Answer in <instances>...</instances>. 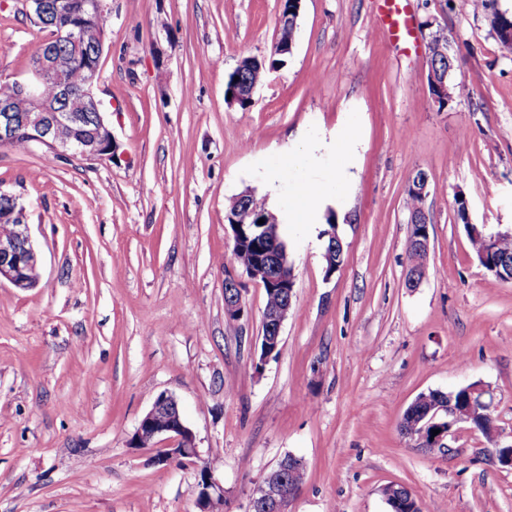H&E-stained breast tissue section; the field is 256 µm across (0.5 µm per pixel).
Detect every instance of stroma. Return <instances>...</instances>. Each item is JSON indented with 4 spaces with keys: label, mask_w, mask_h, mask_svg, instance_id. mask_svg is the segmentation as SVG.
<instances>
[{
    "label": "stroma",
    "mask_w": 512,
    "mask_h": 512,
    "mask_svg": "<svg viewBox=\"0 0 512 512\" xmlns=\"http://www.w3.org/2000/svg\"><path fill=\"white\" fill-rule=\"evenodd\" d=\"M280 0H112L95 96L112 161L0 146V189L25 207L40 277L0 285V512H197L195 468L154 465L132 437L175 395L224 512L284 455L305 481L286 512H390L398 484L422 512H512V282L475 258L472 223L512 227V50L490 24L512 0H404L402 40L375 29L383 0H302L292 51L249 111L225 86L269 59ZM448 35L468 93L438 107L423 23ZM23 0H0V80L27 75L47 40ZM342 154L327 145L346 128ZM292 156L282 166L281 154ZM429 178L428 275L406 285L416 171ZM322 195L307 224L297 189ZM250 192L279 218L293 264L277 357L260 362L265 291L242 277L224 312L233 231L224 204ZM344 262L326 275L328 212ZM489 385L499 436L458 425L448 452L399 433L422 392Z\"/></svg>",
    "instance_id": "stroma-1"
}]
</instances>
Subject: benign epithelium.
<instances>
[{
  "mask_svg": "<svg viewBox=\"0 0 512 512\" xmlns=\"http://www.w3.org/2000/svg\"><path fill=\"white\" fill-rule=\"evenodd\" d=\"M61 12L71 16L68 28L59 32V37L79 49H87L103 53L107 26L99 21V17L111 15V7L106 0H83L75 5L71 0H62L57 4ZM428 48L443 56L448 66L442 69L430 68L429 90L432 99L448 98V77L454 70L450 47L443 42L428 43ZM91 78L81 93L84 108L74 112L69 108V88L59 84L57 100L50 102L44 99L41 87L49 78L54 77L55 63L49 54L38 53L36 68L32 76L25 81L9 83L10 91L0 95V145L7 146L17 136L23 134L34 143L46 147L56 156L80 157L89 160H111L116 154V144L112 130L105 123L101 102L94 95V87L99 78V63L89 62ZM259 82L247 81L227 99L230 105H237L241 100H253ZM20 96L28 100L29 111L15 113L14 99ZM90 124L93 129L81 134L83 125ZM0 195L8 198L10 204L0 209V223L13 225V233L0 236V283L6 281L20 289H29L37 285L32 279V272L38 270V258L29 233L26 210L19 198L11 193L0 190ZM264 223L251 246L258 252V260L271 257L278 268L274 284L286 295L283 302L263 311L262 324L266 326L265 341L278 349L281 344V330L292 307L294 292V274L288 261L287 252L277 248L278 218L270 211H263ZM430 248V237L419 239L417 251L420 258L410 264L406 285L418 287L427 276V258ZM226 294L233 298L225 303L224 311L227 318L240 320L245 310L237 294L240 293L241 281L237 270L228 269L224 273ZM472 409H458L453 405L443 404L428 411L423 418L422 447L428 450L443 451L449 448L448 438L454 435V428L466 422ZM448 427H443V424ZM438 434H433V431ZM146 441L158 444L162 441L171 443V447L162 448L154 455L158 465H168L180 460L186 465H198L201 452L196 445L195 436L183 421L178 400L170 393L163 391L153 399L150 409L141 417L133 436V445L142 446ZM298 462L297 457L287 454L267 473L262 484L250 498L248 512L269 509L268 503L274 502L279 507L281 502L289 501L297 489L288 483L285 473L288 466ZM203 471L199 479L202 495L198 497V512H212L207 504L224 499V487L214 478L207 466L200 467Z\"/></svg>",
  "mask_w": 512,
  "mask_h": 512,
  "instance_id": "7a95c632",
  "label": "benign epithelium"
}]
</instances>
